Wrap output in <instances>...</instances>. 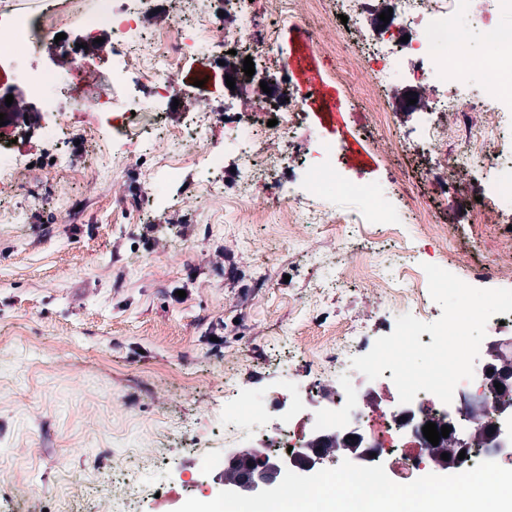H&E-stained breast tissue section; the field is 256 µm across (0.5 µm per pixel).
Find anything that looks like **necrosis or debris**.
Wrapping results in <instances>:
<instances>
[{
	"mask_svg": "<svg viewBox=\"0 0 512 512\" xmlns=\"http://www.w3.org/2000/svg\"><path fill=\"white\" fill-rule=\"evenodd\" d=\"M93 10L84 22L82 38L63 37L64 27L52 15L31 14L27 10L0 0V44L8 45L0 54V94L19 92L24 112L12 122L0 126V158L10 169L20 170L38 161L40 151L31 147L35 134L54 136L78 132L82 141L96 140L102 122L110 121L112 106L109 99L90 96L97 73L104 66L112 68V83L125 85L130 69L138 68L140 59H147L145 75L150 80V92L163 109H171L175 100L185 99L187 89L170 78L171 69L178 67L188 54L208 46L211 62H223L231 71L238 92L253 98L255 105L245 115H228L227 127L236 129L243 149L234 166H227L223 154L189 151L211 122V115L193 109L186 110L182 125H162L161 133L172 146L164 162L166 170H180L194 165L213 171L215 175L232 172L238 199L247 198L258 184L277 188L279 177L290 164L303 166L309 176L310 188L353 192L366 206L367 218L373 224H392L396 217L384 199L364 187H351L336 176V147L321 143L308 150L296 147L302 116L311 108L314 96L308 95L293 82V73L282 65L275 52V42L282 26L295 27L303 41L324 54L336 52L335 43L324 36L325 24L332 17L325 11L324 0H264L274 24L265 37L266 51L255 62L253 76L237 71L234 48L245 35L251 15L237 6L235 0H208L205 14L187 20H170L161 29L139 27L141 18L154 14L157 0H92ZM459 0H379L380 11H391L384 25L382 41L373 43L368 62L373 71L372 87L364 91L366 112L377 135L391 137V114L385 108L380 88L404 80L415 84L454 81L467 83L473 68L470 64L466 36L456 27L455 9ZM497 6L482 15L485 39L490 54L484 58L482 97L477 106L496 111L502 124L512 126V108L498 105L504 74L512 73V28L501 26L498 14H512V0H496ZM47 47L62 62L66 73L46 69H30L26 57L40 47ZM63 81L68 97L82 103L91 118L82 126H74L68 113L59 111L45 96L49 83ZM269 82L270 92H263L261 82ZM489 135L472 131L461 151L444 158L426 174L429 191L411 199V214L420 227L431 224V204L452 187L455 173L469 166L472 158L481 159L490 174L489 192L482 200L472 202L477 219L499 203L512 202V168L501 169L497 156L489 146ZM359 340L352 332L336 336V351L329 356H311L314 369L335 371L340 379L337 393H325L321 402L300 397L286 402L278 397L266 398L264 410L281 417L276 437H251L252 448L309 447L322 437L351 439L359 448L365 464H376L384 455L400 449H419L421 439L414 430L416 412L423 411L434 419L452 423L462 431L473 415H480L487 427L486 437L499 455L512 461V386L503 390L492 386L493 377L512 370V362L498 357L484 360L475 369L474 377L461 381L451 403H442L435 395L418 392L408 404L394 403L385 413L365 411L358 399H369L358 378L348 376L347 362Z\"/></svg>",
	"mask_w": 512,
	"mask_h": 512,
	"instance_id": "1",
	"label": "necrosis or debris"
}]
</instances>
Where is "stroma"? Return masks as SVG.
<instances>
[{
  "label": "stroma",
  "mask_w": 512,
  "mask_h": 512,
  "mask_svg": "<svg viewBox=\"0 0 512 512\" xmlns=\"http://www.w3.org/2000/svg\"><path fill=\"white\" fill-rule=\"evenodd\" d=\"M327 34L339 42L331 57L306 49L292 28L280 33L298 85L330 94L307 113L299 142L336 143L343 177L405 210L410 192L424 188L425 169L453 155L470 128H494L497 115L452 113L435 150L385 152L352 94L329 79L349 63L357 35L340 25ZM196 71L206 74L203 86L189 89L199 109L250 111L252 101L226 93L206 48L183 62L177 79ZM439 94L406 83L387 88L393 132L418 143V105ZM128 139L145 144L142 160H115ZM100 140L97 155L61 150L75 179L24 168L5 200L21 221L0 223V512H97L113 484L132 474L168 483L171 493L137 498L129 512H177L188 497L179 476L192 442L206 445L198 469L225 457L226 397L239 393L244 430L273 429L256 396L318 395L336 385L311 372L301 351L331 349L340 326L363 337L365 353L392 333L404 313L387 295L388 280L404 274L389 262L392 250H406L416 272L454 256L452 273L469 284L473 263L491 259L488 287L512 289V210L478 228L462 205L487 189L479 164L434 204L433 220L447 225V236L424 238L409 221L362 223L354 196L304 192L298 166L279 199L260 188L230 208L232 184L201 169L172 178L158 172L170 146L149 123H113ZM293 200L338 225L293 223ZM354 253L382 265L383 277L344 276Z\"/></svg>",
  "instance_id": "obj_1"
}]
</instances>
